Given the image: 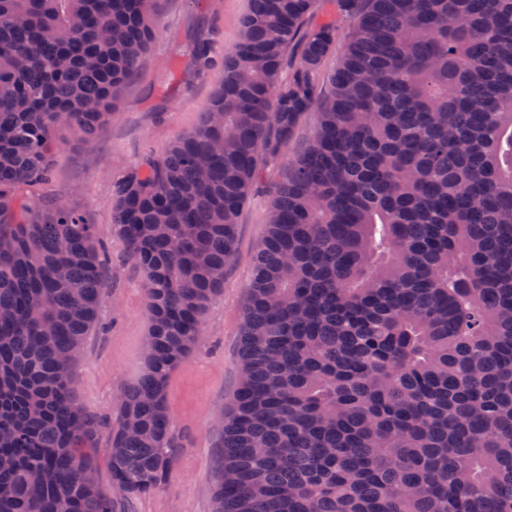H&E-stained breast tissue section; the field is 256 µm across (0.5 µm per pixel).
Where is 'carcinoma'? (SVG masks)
<instances>
[{
	"mask_svg": "<svg viewBox=\"0 0 512 512\" xmlns=\"http://www.w3.org/2000/svg\"><path fill=\"white\" fill-rule=\"evenodd\" d=\"M158 27L156 0H0V512H112L67 375L107 288L94 225L18 191L61 128L107 123ZM311 112L268 185L215 512H512V0H250L202 124L112 186L150 312L113 486L167 481L169 378ZM314 121V114H309L296 129L292 139L288 144V149L282 151L277 159L267 165V173L270 179H277L288 167V161L291 160L305 146L311 136Z\"/></svg>",
	"mask_w": 512,
	"mask_h": 512,
	"instance_id": "obj_1",
	"label": "carcinoma"
}]
</instances>
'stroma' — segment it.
<instances>
[{
	"label": "stroma",
	"mask_w": 512,
	"mask_h": 512,
	"mask_svg": "<svg viewBox=\"0 0 512 512\" xmlns=\"http://www.w3.org/2000/svg\"><path fill=\"white\" fill-rule=\"evenodd\" d=\"M248 6V0H158L159 33L149 60L124 88L105 127L91 139L75 128L61 130L50 181L27 191L30 197L51 198L78 211L94 225L102 246L108 288L73 371L76 401L100 419L112 416L119 394L138 378L149 325L142 274L112 224V185L143 156H163L202 123L219 73L197 70L196 43L216 30L212 54L223 57L240 38ZM269 208L265 188H258L240 215L235 260L224 291L207 310L191 355L170 377L177 457L168 481L131 501L113 488L106 467H99L96 483L111 498L113 512H213L216 423L238 384L240 324Z\"/></svg>",
	"instance_id": "stroma-1"
}]
</instances>
